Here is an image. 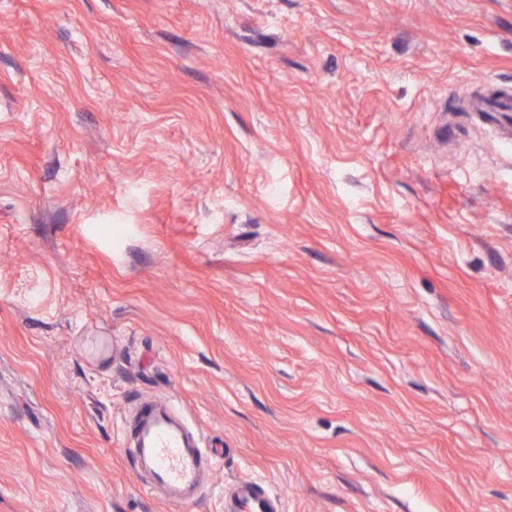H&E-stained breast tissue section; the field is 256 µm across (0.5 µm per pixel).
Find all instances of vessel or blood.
<instances>
[{"mask_svg": "<svg viewBox=\"0 0 512 512\" xmlns=\"http://www.w3.org/2000/svg\"><path fill=\"white\" fill-rule=\"evenodd\" d=\"M471 112H512V91L502 89L478 100H469ZM124 443L137 471L148 474L150 491L168 502L188 505L195 501L207 472L219 456L206 448L199 434L174 411L156 399L139 401L124 431ZM226 512H281L282 502L254 479L239 481L224 496Z\"/></svg>", "mask_w": 512, "mask_h": 512, "instance_id": "1", "label": "vessel or blood"}]
</instances>
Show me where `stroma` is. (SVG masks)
<instances>
[{
  "label": "stroma",
  "instance_id": "35a3bbf8",
  "mask_svg": "<svg viewBox=\"0 0 512 512\" xmlns=\"http://www.w3.org/2000/svg\"><path fill=\"white\" fill-rule=\"evenodd\" d=\"M512 0H0V512H512ZM144 395L223 448L197 502ZM467 110L469 112H512V92L502 89L479 100L470 99ZM124 431V443L138 473L146 471V487L168 502L195 501L207 472L219 456L218 448H203L200 435L157 399L139 401ZM227 512H279L282 502L270 494L261 482L254 479L239 481L224 496Z\"/></svg>",
  "mask_w": 512,
  "mask_h": 512
}]
</instances>
